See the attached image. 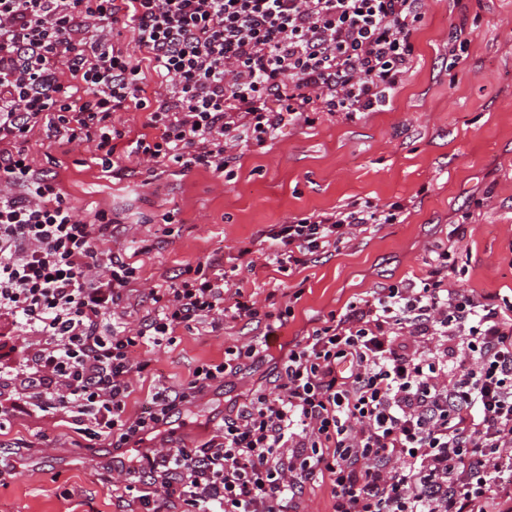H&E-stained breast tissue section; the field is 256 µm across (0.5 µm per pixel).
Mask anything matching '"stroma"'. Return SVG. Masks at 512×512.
I'll use <instances>...</instances> for the list:
<instances>
[{
	"mask_svg": "<svg viewBox=\"0 0 512 512\" xmlns=\"http://www.w3.org/2000/svg\"><path fill=\"white\" fill-rule=\"evenodd\" d=\"M411 36L413 68L379 112L351 120L288 126L262 148H245L230 173L173 165L150 176L145 164L116 152L122 172L102 171L84 144L48 159L42 133L31 149L37 168L56 175L80 216L112 211V249L137 255L141 278L124 304L135 323L152 306L150 289L207 259L250 248L240 269L244 294L268 309L290 308L275 343L240 374L226 376L180 414L172 445L197 446L222 426L251 385L273 387L281 349L329 313L399 279L422 276L432 251L450 247L451 277L465 288L512 294V0H420ZM462 32L465 44L453 47ZM407 204L405 223L371 227L339 249L285 272L269 263L272 225L354 201ZM172 223H164V216ZM464 238H456L458 225ZM147 252H139L138 241ZM301 287L299 298L284 286ZM265 326L243 321L214 331L205 323L178 330L174 342L140 351L150 370L134 377L127 412L150 394L185 383L200 364L227 349L258 343ZM0 442L13 448L16 471L0 485V512H127L112 490V450L105 442L48 419L20 416Z\"/></svg>",
	"mask_w": 512,
	"mask_h": 512,
	"instance_id": "stroma-1",
	"label": "stroma"
}]
</instances>
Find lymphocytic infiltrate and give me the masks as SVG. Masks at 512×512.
I'll list each match as a JSON object with an SVG mask.
<instances>
[{
    "label": "lymphocytic infiltrate",
    "instance_id": "obj_1",
    "mask_svg": "<svg viewBox=\"0 0 512 512\" xmlns=\"http://www.w3.org/2000/svg\"><path fill=\"white\" fill-rule=\"evenodd\" d=\"M418 3L0 0V429L25 415L107 441L112 485L139 512H290L317 475L333 512H512V300L453 283L449 249L329 314L289 348L274 390L249 388L209 441L175 447L179 407L259 350L227 349L130 416L131 378L148 367L135 353L204 318L272 335L286 314L239 288L225 298L230 278L209 260L125 322L140 268L106 248L111 212L82 219L29 148L38 131L63 155L87 143L111 171L126 138L112 118L135 109L138 161L224 173L283 127L386 106L412 68ZM408 215L356 201L295 217L269 230L272 256L297 268Z\"/></svg>",
    "mask_w": 512,
    "mask_h": 512
}]
</instances>
